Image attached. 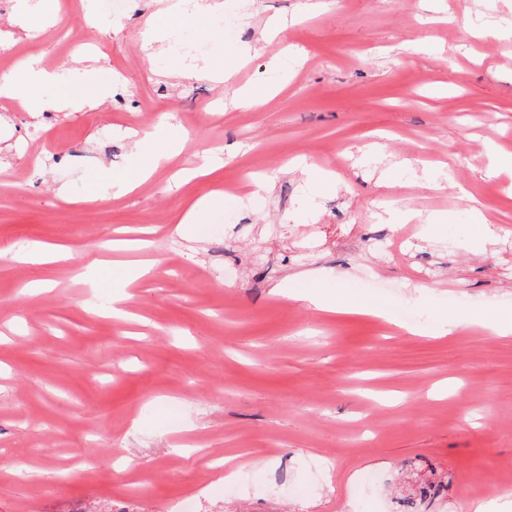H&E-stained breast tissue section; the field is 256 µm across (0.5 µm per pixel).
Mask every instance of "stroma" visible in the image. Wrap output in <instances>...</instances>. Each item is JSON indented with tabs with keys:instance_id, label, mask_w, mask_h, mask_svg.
<instances>
[{
	"instance_id": "1",
	"label": "stroma",
	"mask_w": 512,
	"mask_h": 512,
	"mask_svg": "<svg viewBox=\"0 0 512 512\" xmlns=\"http://www.w3.org/2000/svg\"><path fill=\"white\" fill-rule=\"evenodd\" d=\"M303 2L224 0L234 55L213 41L189 62L170 31L144 46L153 0L93 25L80 0L38 25V0H0V73L20 46L100 97H0V512H171L193 495L197 512H394L432 471L451 485L428 512L512 497V338L446 335L438 317L512 307V176L491 155L512 153V0ZM264 84L279 91L261 109L230 107ZM163 129L172 156L117 194L134 138ZM297 158L331 180L307 186ZM217 189L235 201L181 230ZM482 216L495 239L467 244ZM120 228L148 230L149 250H107ZM45 246L73 256L37 261ZM113 260L154 265L121 320ZM324 285L336 313L296 297ZM351 300L410 310L419 332Z\"/></svg>"
}]
</instances>
